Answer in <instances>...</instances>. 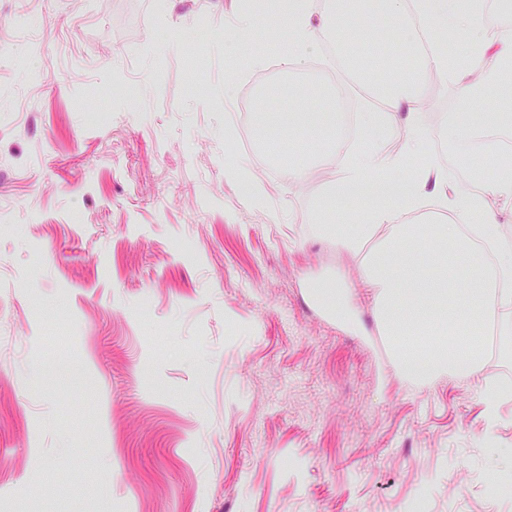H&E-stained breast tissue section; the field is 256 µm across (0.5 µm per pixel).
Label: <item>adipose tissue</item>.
I'll return each instance as SVG.
<instances>
[{"instance_id":"obj_1","label":"adipose tissue","mask_w":512,"mask_h":512,"mask_svg":"<svg viewBox=\"0 0 512 512\" xmlns=\"http://www.w3.org/2000/svg\"><path fill=\"white\" fill-rule=\"evenodd\" d=\"M387 28L405 30L422 45L421 73L454 84L464 112L499 91L495 69L512 62V30L498 27L483 0L467 6L461 0H384L380 12L371 16L342 7L336 11L334 30L341 42ZM235 29L244 44L259 34L287 42L283 61L289 66L323 33L313 23L310 0H301L285 18L243 13ZM453 35L465 37L466 50L452 69L448 39ZM383 100L381 111L359 116L362 130L375 136L367 146L345 147L336 132L335 113L305 111L298 99L289 101V119L315 131L309 156L342 157L344 175L333 185L332 198L372 184L396 196L395 201L363 209L362 224L337 236L336 243L353 250L367 233L382 234L379 251L364 264L363 282L375 290L382 330L401 374L415 382L443 374L479 376L481 350L472 338L474 329L488 304L512 311V236L488 205L492 199L512 203V159L502 157L495 142H485L469 160L477 167L495 162L496 176L464 192L450 190L447 166L427 158L424 151L425 130L415 111L418 85H395ZM400 129L407 133L402 149H387L386 137ZM413 163L418 166L415 175L395 182V175ZM426 206L446 210L447 220L430 226L412 223L411 214ZM423 249L434 252L433 267L418 262L416 254Z\"/></svg>"}]
</instances>
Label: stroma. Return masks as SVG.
<instances>
[{"label": "stroma", "instance_id": "35a3bbf8", "mask_svg": "<svg viewBox=\"0 0 512 512\" xmlns=\"http://www.w3.org/2000/svg\"><path fill=\"white\" fill-rule=\"evenodd\" d=\"M242 0H0V512H512V315L479 377L398 372L360 280L378 236L261 170L242 95L275 78L336 109L315 41L282 71L240 52ZM447 162L455 88L421 82ZM259 173L265 206L226 162ZM340 282L357 323L311 283Z\"/></svg>", "mask_w": 512, "mask_h": 512}]
</instances>
